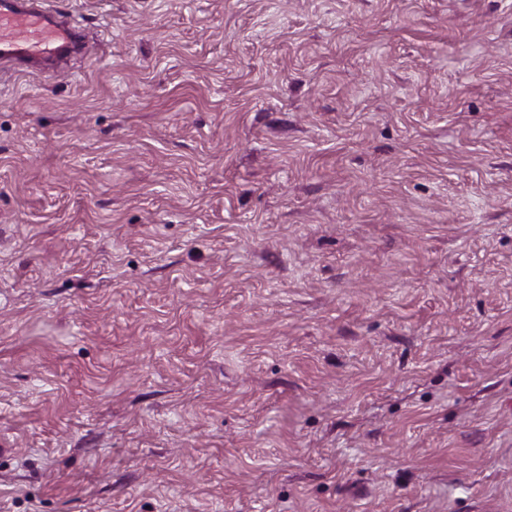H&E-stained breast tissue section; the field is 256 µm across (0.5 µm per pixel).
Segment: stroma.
I'll list each match as a JSON object with an SVG mask.
<instances>
[{
	"label": "stroma",
	"instance_id": "obj_1",
	"mask_svg": "<svg viewBox=\"0 0 512 512\" xmlns=\"http://www.w3.org/2000/svg\"><path fill=\"white\" fill-rule=\"evenodd\" d=\"M46 5L0 512H512V0Z\"/></svg>",
	"mask_w": 512,
	"mask_h": 512
}]
</instances>
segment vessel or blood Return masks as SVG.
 I'll return each instance as SVG.
<instances>
[{
  "label": "vessel or blood",
  "mask_w": 512,
  "mask_h": 512,
  "mask_svg": "<svg viewBox=\"0 0 512 512\" xmlns=\"http://www.w3.org/2000/svg\"><path fill=\"white\" fill-rule=\"evenodd\" d=\"M77 22L55 21L42 9L6 0L0 5V59L25 64L60 56L78 37Z\"/></svg>",
  "instance_id": "obj_1"
}]
</instances>
